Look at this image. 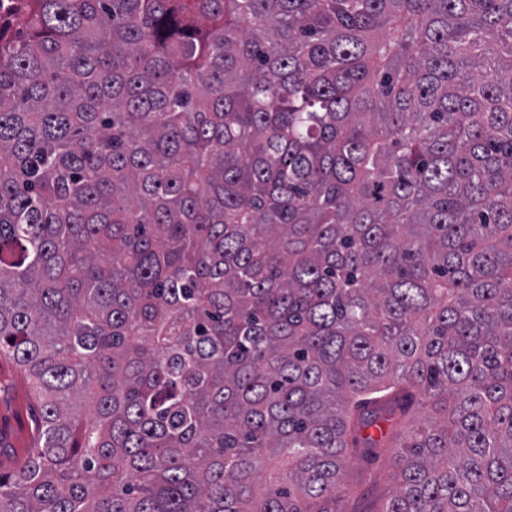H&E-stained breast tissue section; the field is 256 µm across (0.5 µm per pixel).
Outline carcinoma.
Masks as SVG:
<instances>
[{
	"label": "carcinoma",
	"mask_w": 512,
	"mask_h": 512,
	"mask_svg": "<svg viewBox=\"0 0 512 512\" xmlns=\"http://www.w3.org/2000/svg\"><path fill=\"white\" fill-rule=\"evenodd\" d=\"M0 356V512H512V0H0ZM40 408L28 392L25 376L8 359L0 360V434L3 453L16 444L31 448L36 442ZM16 452V451H15ZM364 453L359 448L343 475L336 507L341 512H374L396 488L400 448L388 444Z\"/></svg>",
	"instance_id": "carcinoma-1"
}]
</instances>
